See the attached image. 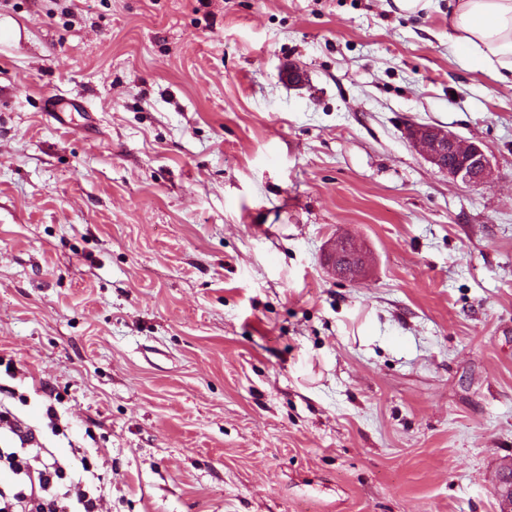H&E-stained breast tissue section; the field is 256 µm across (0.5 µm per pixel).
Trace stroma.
<instances>
[{
	"mask_svg": "<svg viewBox=\"0 0 512 512\" xmlns=\"http://www.w3.org/2000/svg\"><path fill=\"white\" fill-rule=\"evenodd\" d=\"M448 32V0H0V403L54 493L500 512L512 89ZM413 123L482 142L492 180L448 179Z\"/></svg>",
	"mask_w": 512,
	"mask_h": 512,
	"instance_id": "1",
	"label": "stroma"
}]
</instances>
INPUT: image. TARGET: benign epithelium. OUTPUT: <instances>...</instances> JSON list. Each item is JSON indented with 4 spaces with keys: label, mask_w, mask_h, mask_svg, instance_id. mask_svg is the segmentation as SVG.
<instances>
[{
    "label": "benign epithelium",
    "mask_w": 512,
    "mask_h": 512,
    "mask_svg": "<svg viewBox=\"0 0 512 512\" xmlns=\"http://www.w3.org/2000/svg\"><path fill=\"white\" fill-rule=\"evenodd\" d=\"M406 135L424 159L448 178L478 188L489 182L492 168L483 143L463 141L449 130L425 124H410ZM501 512H512V475L500 481Z\"/></svg>",
    "instance_id": "obj_1"
}]
</instances>
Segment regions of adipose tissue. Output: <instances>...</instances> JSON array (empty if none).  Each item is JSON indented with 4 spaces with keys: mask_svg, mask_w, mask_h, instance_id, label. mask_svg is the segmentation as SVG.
<instances>
[{
    "mask_svg": "<svg viewBox=\"0 0 512 512\" xmlns=\"http://www.w3.org/2000/svg\"><path fill=\"white\" fill-rule=\"evenodd\" d=\"M448 20L459 64L512 81V0H454Z\"/></svg>",
    "mask_w": 512,
    "mask_h": 512,
    "instance_id": "obj_1",
    "label": "adipose tissue"
}]
</instances>
